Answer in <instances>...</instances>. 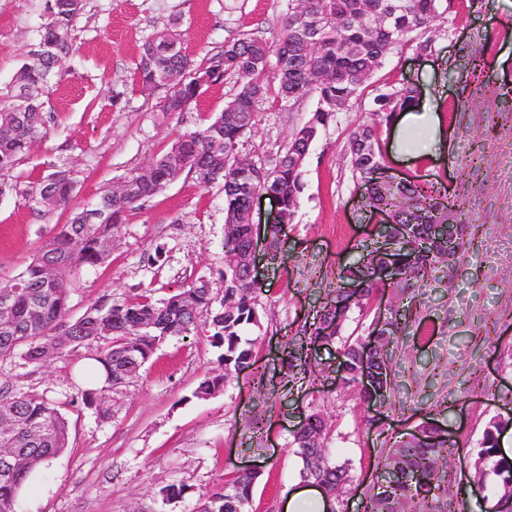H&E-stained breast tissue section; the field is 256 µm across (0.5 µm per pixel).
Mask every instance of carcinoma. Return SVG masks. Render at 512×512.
Wrapping results in <instances>:
<instances>
[{
	"label": "carcinoma",
	"mask_w": 512,
	"mask_h": 512,
	"mask_svg": "<svg viewBox=\"0 0 512 512\" xmlns=\"http://www.w3.org/2000/svg\"><path fill=\"white\" fill-rule=\"evenodd\" d=\"M85 0H46V18L28 59L19 68L10 89L0 91V196L17 185L15 169L31 146L46 134L45 107L51 94L52 71L62 56L72 49V32ZM439 0H308L306 10L293 11L282 23L278 41L268 42L256 32L244 33L224 42L217 53L196 61L185 51L178 34L169 30L146 41L138 63L136 79L141 91L153 94L166 89L158 111L181 113L201 94L196 77L213 85L226 76L236 78V91L224 110L198 129L179 135L164 152L152 158L148 170H131L124 181L129 193L107 189L97 204L104 210L102 222L91 219L92 208L71 214L47 239L26 268L10 282L0 285V296H11V325L0 327V361L19 355L30 364H39L46 352L62 353L70 346L97 344L94 360L106 373L105 383L118 387L140 375L163 339L187 336L198 330V315L212 308L214 298L206 284H192L161 303L147 295L135 303H114L90 307L73 323L65 321L69 304L70 277L87 266L103 263L111 254L108 241L140 203L155 196L182 173L194 176L202 187L220 183L224 190L225 218L232 222L231 234L224 237V250L233 252L249 242L251 228L240 222L251 196L271 191L282 201L281 220L292 223L301 193L303 168L293 164L309 141L334 113L342 109L364 86L362 77L374 72L383 57L403 45L409 34L421 30L440 14ZM381 12L393 15L384 28L374 25ZM276 59L279 82L272 88L265 81L270 58ZM314 92L318 107L313 118L295 129L288 144L275 157L248 163L237 161L240 139L253 128L260 105L275 95L281 100H299ZM377 112H404L418 102L415 89L401 87L394 93L375 97ZM353 171L367 179L369 205L389 208L407 225V235L385 239L368 253L369 259L356 262L339 273L345 287L337 289L336 307L323 315L311 330L314 339L332 342L322 335L328 322L343 323L350 302L369 297L384 280H399L410 288L425 277L431 266L456 254L460 241L448 248L435 226L453 221L474 237L479 226L446 187L402 183L387 191L372 172L383 168L379 147V126L375 122L356 129L349 141ZM73 181L66 170H57L31 187L29 198L38 207L66 205ZM55 262V277L47 278V261ZM224 295L234 303L212 313L208 322L211 336L224 345V373L204 378L195 396L204 398L234 375L252 365L253 344L242 339L241 329L259 320L258 297L261 285L234 270H227ZM407 315L394 312L377 331L378 347L367 355L353 353L354 344L344 345L342 374L338 380L355 387L366 371H374L381 391L364 388L359 394L373 404L388 400L390 362L385 347L406 327ZM12 426L11 440L41 464L48 463L67 447L66 418L47 401L25 393L0 390V417ZM512 424L496 419L486 430L480 463L500 478L502 493L492 512H512V457L500 453L498 436ZM307 424L293 434L295 454L300 458L301 478L323 481H351L349 465L327 460L319 468L307 451ZM456 448L448 440H409L390 448L386 457L382 492L371 497L363 512H401L414 500L419 512H463L458 497L448 496L442 504L429 503L434 482L451 475L448 467ZM31 473L0 474V512H14L17 494ZM257 476L238 474L219 489L200 497L198 512H243L250 501Z\"/></svg>",
	"instance_id": "cac0c4a2"
}]
</instances>
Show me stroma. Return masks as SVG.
<instances>
[{
  "mask_svg": "<svg viewBox=\"0 0 512 512\" xmlns=\"http://www.w3.org/2000/svg\"><path fill=\"white\" fill-rule=\"evenodd\" d=\"M487 2L448 0L425 33L431 52L419 54L411 40L387 53L362 92L320 127L295 217L284 227V256L271 264L256 255L264 288L259 323L244 332L255 345L251 368L212 396L195 397L199 382L224 367L223 348L204 327L206 311L202 329L163 340L138 378L108 391L107 420L83 396L82 369L95 346L67 348L41 365L0 362V388L43 397L69 423L67 448L29 478L16 512H197L200 495L243 466L258 470L248 512H285L289 493L302 485L292 431L315 410L330 420L331 461L351 468L343 512H362L377 492L389 448L425 422L449 430L457 448L450 490L464 498L465 512L494 500L501 485L480 471L478 451L491 420L512 418V0L492 9ZM44 4L0 0L1 88L30 49ZM293 6V0H86L46 106L47 134L17 166L15 192L0 198V283L22 272L68 218L66 210L32 205V181L70 171V205L84 207L178 134L205 124L234 93L228 76L188 111L158 112L163 90L141 94L135 80L145 41L175 29L200 60L242 33L276 41ZM405 83L420 89L439 127L428 155L415 159L398 152L394 122L382 123L383 173L445 185L479 233L452 262L437 264L423 287H385L352 305L341 334L364 342L390 311L410 312L389 349V403L370 414L357 390L326 373L342 359L339 343H310L299 329L336 288L339 270L378 239L366 185L351 167L349 137L373 121L377 94ZM317 103L313 94L264 101L239 142L240 156L275 155ZM492 112L497 127L487 138ZM224 220L221 187L204 188L182 175L129 215L104 263L72 277L67 322L94 304L144 294L160 302L193 283H206L222 298ZM290 345L310 346L307 371L289 372L283 350ZM172 484L184 486V494L166 498Z\"/></svg>",
  "mask_w": 512,
  "mask_h": 512,
  "instance_id": "1",
  "label": "stroma"
}]
</instances>
